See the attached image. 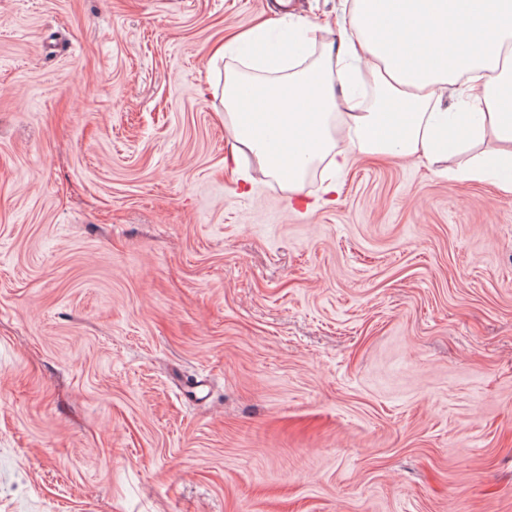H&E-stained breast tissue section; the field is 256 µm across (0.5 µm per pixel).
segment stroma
I'll return each instance as SVG.
<instances>
[{
    "label": "stroma",
    "instance_id": "35a3bbf8",
    "mask_svg": "<svg viewBox=\"0 0 512 512\" xmlns=\"http://www.w3.org/2000/svg\"><path fill=\"white\" fill-rule=\"evenodd\" d=\"M291 13L0 0V512H512V196L225 169L211 50Z\"/></svg>",
    "mask_w": 512,
    "mask_h": 512
}]
</instances>
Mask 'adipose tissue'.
Here are the masks:
<instances>
[{
    "instance_id": "1",
    "label": "adipose tissue",
    "mask_w": 512,
    "mask_h": 512,
    "mask_svg": "<svg viewBox=\"0 0 512 512\" xmlns=\"http://www.w3.org/2000/svg\"><path fill=\"white\" fill-rule=\"evenodd\" d=\"M338 43L292 20L287 48L224 76L229 162L249 151L296 198L352 154L432 166L490 142L457 179L512 196V0H342Z\"/></svg>"
}]
</instances>
